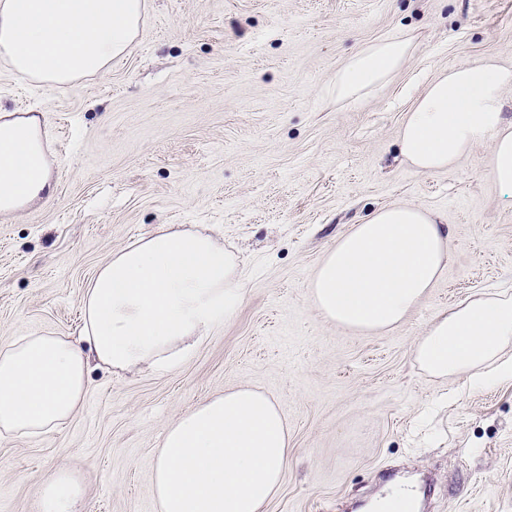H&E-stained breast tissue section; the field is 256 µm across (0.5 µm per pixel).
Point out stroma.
<instances>
[{"mask_svg": "<svg viewBox=\"0 0 512 512\" xmlns=\"http://www.w3.org/2000/svg\"><path fill=\"white\" fill-rule=\"evenodd\" d=\"M140 31L104 73L37 84L0 57V114H40L59 144L52 198L0 214V340L77 337L81 298L116 249L170 224L236 254L246 299L184 362L92 368L82 408L36 437L0 436V512H38L64 471L79 512H159L152 470L170 422L246 385L288 422L291 462L265 512H363L389 479L437 481L417 512H512V380L438 382L417 336L467 297L512 290V192L489 143L415 172L399 131L437 74L512 65V0H144ZM410 40L399 70L358 98L328 81L367 45ZM412 204L448 232L428 298L395 328L325 321L310 275L377 209Z\"/></svg>", "mask_w": 512, "mask_h": 512, "instance_id": "1", "label": "stroma"}]
</instances>
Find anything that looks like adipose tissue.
<instances>
[{"label": "adipose tissue", "mask_w": 512, "mask_h": 512, "mask_svg": "<svg viewBox=\"0 0 512 512\" xmlns=\"http://www.w3.org/2000/svg\"><path fill=\"white\" fill-rule=\"evenodd\" d=\"M143 0H0V55L21 74L64 82L106 70L138 32ZM405 38L376 42L330 78L337 98L373 88L399 69ZM512 65L486 58L427 85L403 122L402 154L418 173L447 169L478 141L488 169L512 189V124L502 94ZM37 117L0 119V212L52 192ZM435 217L413 205L381 208L355 225L315 268L310 302L353 331L401 324L447 261ZM244 288L233 253L200 230L167 229L112 251L82 298L80 341L24 333L0 341V435L39 436L83 404L92 366L133 372L184 359L229 318ZM512 292L485 293L438 313L414 344L429 377L480 383L512 377ZM288 426L277 405L248 387L225 390L166 430L153 469L161 512H264L288 467Z\"/></svg>", "instance_id": "obj_1"}]
</instances>
